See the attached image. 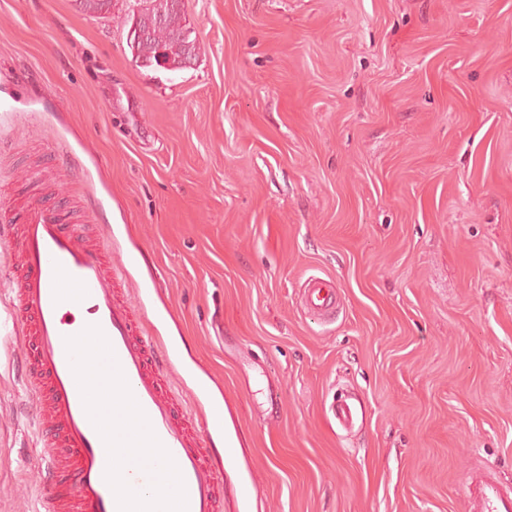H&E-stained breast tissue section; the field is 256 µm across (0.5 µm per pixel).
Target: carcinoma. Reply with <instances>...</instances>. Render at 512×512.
I'll list each match as a JSON object with an SVG mask.
<instances>
[{"label": "carcinoma", "mask_w": 512, "mask_h": 512, "mask_svg": "<svg viewBox=\"0 0 512 512\" xmlns=\"http://www.w3.org/2000/svg\"><path fill=\"white\" fill-rule=\"evenodd\" d=\"M151 0H135L131 22L141 33L139 40H129V47L140 65L163 71L187 68L195 55V41L182 25L183 0H167L163 17L150 5ZM112 0H79V10L90 17L103 18L110 13Z\"/></svg>", "instance_id": "carcinoma-1"}]
</instances>
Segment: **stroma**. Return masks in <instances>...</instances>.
Segmentation results:
<instances>
[{
	"mask_svg": "<svg viewBox=\"0 0 512 512\" xmlns=\"http://www.w3.org/2000/svg\"><path fill=\"white\" fill-rule=\"evenodd\" d=\"M129 5L0 0V203L112 225L113 271L155 275L239 435L225 497L463 512L472 469L512 484V0H184L175 72L136 62ZM10 305L0 278V512H48ZM302 305L308 312L329 321L336 316V283L330 277H310L301 290Z\"/></svg>",
	"mask_w": 512,
	"mask_h": 512,
	"instance_id": "1",
	"label": "stroma"
}]
</instances>
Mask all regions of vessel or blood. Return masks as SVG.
<instances>
[{
	"mask_svg": "<svg viewBox=\"0 0 512 512\" xmlns=\"http://www.w3.org/2000/svg\"><path fill=\"white\" fill-rule=\"evenodd\" d=\"M18 267L9 271L13 321L25 329L21 369L34 393L51 512H222L226 458L212 447L220 408L202 424L170 391L173 352L124 298L101 241L63 224L53 207H31L22 224ZM308 312L336 316V284L312 277L301 290ZM156 448L150 468L125 462L128 447ZM174 491L157 493L158 475ZM465 512H512V487L492 468L471 471Z\"/></svg>",
	"mask_w": 512,
	"mask_h": 512,
	"instance_id": "vessel-or-blood-1",
	"label": "vessel or blood"
}]
</instances>
